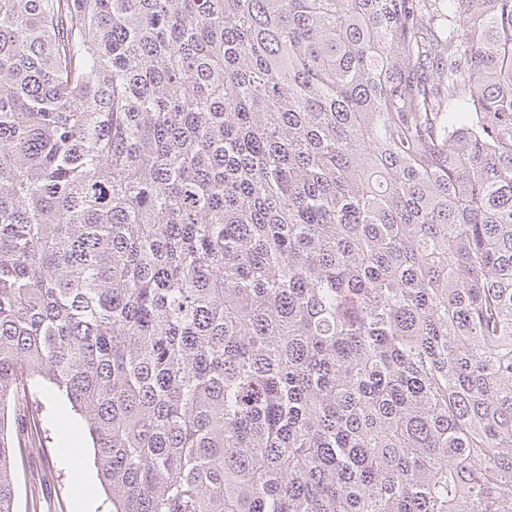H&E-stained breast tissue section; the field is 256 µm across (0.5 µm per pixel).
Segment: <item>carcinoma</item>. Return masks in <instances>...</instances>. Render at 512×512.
I'll return each mask as SVG.
<instances>
[{
	"instance_id": "1",
	"label": "carcinoma",
	"mask_w": 512,
	"mask_h": 512,
	"mask_svg": "<svg viewBox=\"0 0 512 512\" xmlns=\"http://www.w3.org/2000/svg\"><path fill=\"white\" fill-rule=\"evenodd\" d=\"M110 512H512V0H0L5 414Z\"/></svg>"
}]
</instances>
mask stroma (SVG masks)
I'll use <instances>...</instances> for the list:
<instances>
[{
    "instance_id": "stroma-1",
    "label": "stroma",
    "mask_w": 512,
    "mask_h": 512,
    "mask_svg": "<svg viewBox=\"0 0 512 512\" xmlns=\"http://www.w3.org/2000/svg\"><path fill=\"white\" fill-rule=\"evenodd\" d=\"M56 444L41 447L42 430L32 412L8 420V431L17 436L24 453L17 469V512H107L105 493L93 465V450L79 416L62 403L53 406ZM83 468L87 484L74 481Z\"/></svg>"
}]
</instances>
